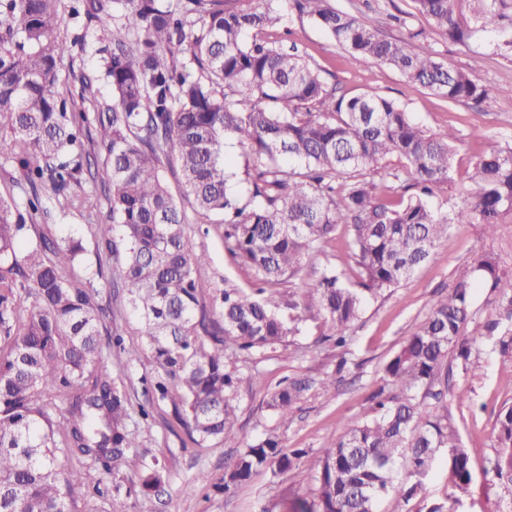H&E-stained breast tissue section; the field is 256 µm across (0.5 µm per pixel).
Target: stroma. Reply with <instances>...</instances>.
<instances>
[{
    "label": "stroma",
    "mask_w": 512,
    "mask_h": 512,
    "mask_svg": "<svg viewBox=\"0 0 512 512\" xmlns=\"http://www.w3.org/2000/svg\"><path fill=\"white\" fill-rule=\"evenodd\" d=\"M338 10L375 22L380 33L391 40H407L415 51L432 50L455 67L477 65L479 83L489 93L512 84V57L503 56L485 34L474 33L457 42L427 15L421 14L415 0H331ZM272 41L292 39L298 52L324 81L339 93L351 96L373 94L394 100L411 118L432 131L455 130L458 140L452 179L434 187L431 203L441 209L462 204L470 196L467 179L474 163L492 145L512 143V99L498 97L493 111L475 103H453L419 85L408 82L391 67L354 60L309 18L284 16L267 30ZM482 129L484 138L473 135ZM223 228L190 219L187 234L196 251L209 257L198 273L200 299L212 320L220 318V298L224 289L250 290L255 277L249 267L236 262L224 249ZM59 237L83 240L82 266L101 267L99 301L107 311L106 325L121 331L126 345L141 348L139 361L125 364L112 358V375L129 392L132 406L143 404L148 379L155 372L144 338L123 289L113 287L112 270L116 255L106 238L83 236L80 218L55 225ZM346 228H339L325 253L302 266L293 277L270 293L271 301L295 288L315 284L324 264L335 265L346 282L357 280V267L348 249ZM493 254L501 269L512 274V216L501 217L493 235H486L478 224H453L448 240L427 263L418 268L391 293L368 299L355 322L345 347L323 340L319 323L306 322L299 335L288 337L277 349L237 362L242 381L239 385L238 424L235 437L204 445L193 443L175 420L167 402L153 403L149 418L134 417L130 424L137 446L131 449L118 472L99 468L82 469L77 461L70 468L80 469L82 482L73 493V508L81 512L85 501H98L102 512H136L135 497L113 493L112 484H127L153 462H162L170 495L165 512H290L299 499L312 500L315 484L307 471L273 474L258 471L234 494L214 488L239 452L269 433L278 434L285 447L302 448L314 455L323 452L346 427L373 414L371 396L386 383L384 368L403 342L426 318L432 301L446 295L459 273L478 255ZM474 369H463L456 360L445 362L432 389L444 398L448 418L455 427L472 468L474 481L468 490L453 487L444 462H437L426 486L425 498L408 501L388 499L380 512H426L429 504L441 503L445 512H512V498L499 487L489 470L497 444L494 429L502 407L512 405V347L500 345L499 336H487L472 350ZM335 378L331 389H324L326 378ZM299 381L304 390L289 421H281L267 402L272 393L290 381ZM209 481L211 489L191 492V485ZM106 487L96 497V486Z\"/></svg>",
    "instance_id": "stroma-1"
}]
</instances>
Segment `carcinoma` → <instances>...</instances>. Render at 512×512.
<instances>
[{
  "label": "carcinoma",
  "mask_w": 512,
  "mask_h": 512,
  "mask_svg": "<svg viewBox=\"0 0 512 512\" xmlns=\"http://www.w3.org/2000/svg\"><path fill=\"white\" fill-rule=\"evenodd\" d=\"M62 2L0 0V145L26 195L22 204L0 195V512H72L78 476L59 456L110 470L137 447L130 400L109 360L115 348L131 364L140 349L106 330L101 270L74 274L82 239L53 235L50 226L68 215L94 237L119 233L117 276L157 369L149 389L156 400L172 401L176 419L203 445L238 432L239 377L226 351L273 350L307 320L322 322L343 347L366 297L398 287L425 264L450 225L481 224L490 235L512 214L511 145L479 157L470 199L443 212L429 197L450 179L454 131L430 132L387 98L337 93L295 48L261 34L280 23L285 4L355 60L387 65L438 96L472 100L488 112L496 97L474 67L460 70L389 40L331 0H264L262 10L232 9L228 0H69L72 18L108 35L98 68L77 74L65 61L86 34L67 40L56 33ZM461 2L416 0L451 39L483 31L512 51V0H468L469 22ZM71 80L80 85L76 95L63 92ZM101 80L112 89L109 104L98 99ZM92 121L95 137L83 134ZM228 140L250 148L247 203L228 190ZM172 156L199 220L223 216L226 251L255 273L253 292L224 289L218 327L197 291L207 257L190 247L187 216L161 175ZM390 157L399 165L387 170ZM394 188L402 190L396 198L386 194ZM95 190L108 203L103 218ZM342 224L350 227L357 286L326 266L314 287L298 289L283 307L270 304L264 295L322 252ZM475 282L498 292L512 321V278L502 279L493 255L477 257L386 364L395 393L375 394V416L347 427L313 458L275 435L260 438L216 488L231 493L261 468L302 467L315 480L317 501H300L294 512H379L387 498L425 493L445 448L451 483L467 490L468 454L448 414L429 402L439 394L425 387L451 352L469 366L472 347L492 330L473 317ZM302 391L292 381L268 407L286 421ZM496 440L491 471L512 494V406L498 414ZM165 482L157 463L141 472L130 487L137 512H161Z\"/></svg>",
  "instance_id": "cac0c4a2"
}]
</instances>
